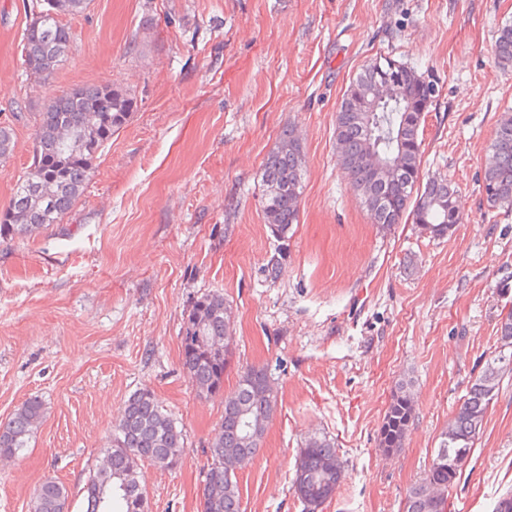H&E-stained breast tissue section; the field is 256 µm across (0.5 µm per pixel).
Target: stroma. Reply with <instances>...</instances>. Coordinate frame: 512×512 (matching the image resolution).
Instances as JSON below:
<instances>
[{"label":"stroma","instance_id":"1","mask_svg":"<svg viewBox=\"0 0 512 512\" xmlns=\"http://www.w3.org/2000/svg\"><path fill=\"white\" fill-rule=\"evenodd\" d=\"M24 2L0 0V124L15 142L0 165V210L29 164L26 115L47 97L112 83L137 109L61 223L0 243V419L34 394L46 404L28 448L0 466V512H30L48 477L68 487L71 512H86L89 470L141 388L185 435L179 467L140 470L151 512H198L224 400L197 396L180 330L208 291L230 304L225 391L264 366L278 392L261 449L237 474L242 512H306L292 478L316 434L335 440L344 466L322 512H402L512 308V214L483 190L490 143L512 113V65L494 54L512 0H92L67 18L71 54L42 85L21 64ZM380 56L435 88L421 172L457 191L452 236L410 223L382 231L338 164L343 95ZM288 127L306 175L281 245L258 196L263 160ZM280 245L287 260L272 281L263 267ZM402 383L414 411L388 452L380 429ZM509 491L512 377L446 512H492Z\"/></svg>","mask_w":512,"mask_h":512}]
</instances>
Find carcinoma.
<instances>
[{"label": "carcinoma", "mask_w": 512, "mask_h": 512, "mask_svg": "<svg viewBox=\"0 0 512 512\" xmlns=\"http://www.w3.org/2000/svg\"><path fill=\"white\" fill-rule=\"evenodd\" d=\"M92 0H44L40 12L29 6L21 44L25 72L45 82L65 62L73 34L64 16L85 12ZM494 54L512 63V24L498 30ZM392 75L396 89L373 104V89L382 73ZM434 87L414 68L390 58L376 60L352 80L336 115V147L340 166L361 196L374 223L389 230L409 218L430 238L454 233L450 216L457 212L455 191L447 179L432 176L421 182L420 128L432 104ZM133 97L109 83L73 88L47 100L32 118L30 164L15 185L8 206L0 211V241L30 237L71 212L83 192L102 146L132 119ZM388 165H398L373 180L366 158L368 145ZM15 143L7 126H0V163L12 156ZM492 161L484 172L487 200L494 208L512 211V114H505L491 144ZM305 154L293 131L285 129L263 163L259 207L270 232L288 240L299 219L304 187ZM284 249L267 259L269 280L279 277ZM228 308L218 291L197 297L182 326L181 366L201 397L224 392V372L232 354L233 329ZM498 347L471 381L467 394L442 431L434 458L423 481L411 486L403 512H445L452 487L479 435L489 405L504 376L512 375V311L497 328ZM277 409V393L265 366L244 370L235 389L224 397L220 430L208 444L201 489L202 512H241L236 475L224 469V456L253 458L260 450L268 424ZM413 404L404 390L393 395L380 433V445H403ZM45 415L42 397L32 395L7 419L0 420V457H14ZM182 429L163 412L153 393L139 389L124 403L118 423L103 453L110 469L90 470L84 487L86 512H149L138 470L150 462L174 469L182 461ZM343 476L336 444L325 436L309 438L297 456L293 487L297 498L314 512L332 500ZM31 512H69V491L50 477L35 488Z\"/></svg>", "instance_id": "1"}]
</instances>
